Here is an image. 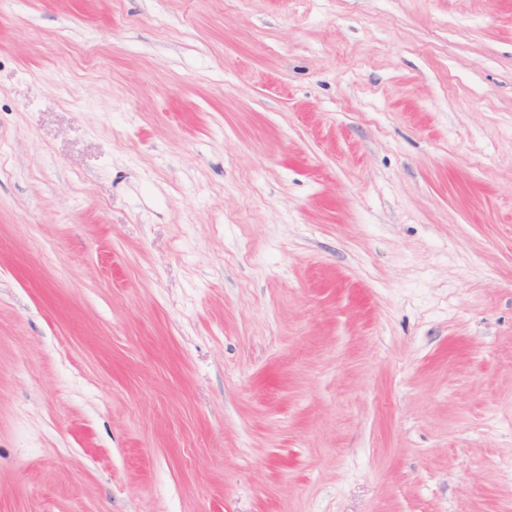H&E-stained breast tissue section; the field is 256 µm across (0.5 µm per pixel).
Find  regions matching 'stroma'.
Returning <instances> with one entry per match:
<instances>
[{"instance_id": "35a3bbf8", "label": "stroma", "mask_w": 512, "mask_h": 512, "mask_svg": "<svg viewBox=\"0 0 512 512\" xmlns=\"http://www.w3.org/2000/svg\"><path fill=\"white\" fill-rule=\"evenodd\" d=\"M0 512H512V0H0Z\"/></svg>"}]
</instances>
